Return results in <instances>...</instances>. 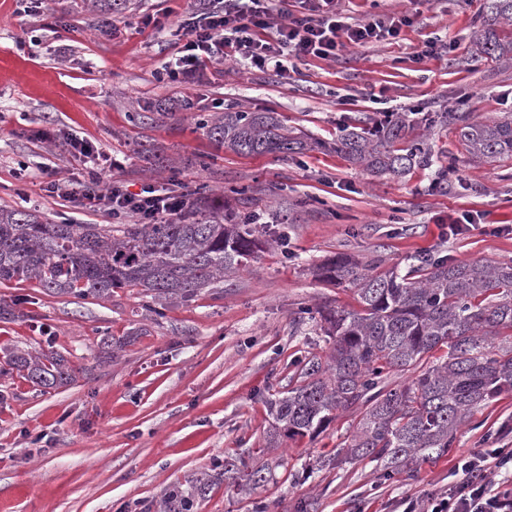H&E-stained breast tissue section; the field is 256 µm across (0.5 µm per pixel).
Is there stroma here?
<instances>
[{
	"label": "stroma",
	"mask_w": 512,
	"mask_h": 512,
	"mask_svg": "<svg viewBox=\"0 0 512 512\" xmlns=\"http://www.w3.org/2000/svg\"><path fill=\"white\" fill-rule=\"evenodd\" d=\"M20 7L0 0V207L56 224L105 223L42 186L46 167L81 176L68 145L77 136L118 161L113 174L133 191L202 188L258 210L284 185L294 208L290 223L256 225L266 245L222 287L167 302L159 315L138 288L97 300L0 281V306L17 308L0 319V360L17 349L54 350L80 370L52 389L0 374V512H159L168 486L224 457L258 453L271 470L265 487L219 483L198 512H401L405 499L447 494L457 457L512 442L511 392L475 411L448 455L411 477L337 458L359 419L352 411L316 438L266 445L267 400L331 347L318 307L358 306L353 289L319 280L317 265L342 252L384 271L415 254L512 261V162L470 161L451 130L417 125L436 163L456 161L442 193L429 188L430 168L397 179L317 150L244 157L217 149L203 126L236 107L279 113L295 132L331 141L386 100L409 113L443 112L459 100L482 117L512 113V60L473 51L484 0H345L352 20L408 11L414 23L397 42L299 61L287 76L228 61L187 85L161 78L183 45L173 29L186 0H130L107 29L89 0ZM147 15L165 29L136 31ZM437 36L455 51L413 60ZM146 112L153 124L140 122ZM235 186L247 196L232 194ZM464 213L477 230L443 236V224Z\"/></svg>",
	"instance_id": "1"
}]
</instances>
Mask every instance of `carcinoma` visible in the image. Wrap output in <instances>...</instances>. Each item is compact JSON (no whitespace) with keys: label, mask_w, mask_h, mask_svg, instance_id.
<instances>
[{"label":"carcinoma","mask_w":512,"mask_h":512,"mask_svg":"<svg viewBox=\"0 0 512 512\" xmlns=\"http://www.w3.org/2000/svg\"><path fill=\"white\" fill-rule=\"evenodd\" d=\"M127 0H94L102 24ZM512 21V0H487L476 53L512 60V42L496 27ZM434 123L451 126L467 156L476 161H512V114L483 121L451 108ZM209 138L239 155H288L308 149L304 136L288 129L275 112L234 108L205 124ZM411 125L396 112L385 121L367 118L342 129L323 145L373 176L404 177L434 164L422 138L408 139ZM407 141V146L395 144ZM288 210L243 211L199 194L167 224H49L29 210L0 207V281L34 280L46 292L108 299L112 289H142L148 308L167 300L188 301L224 281L261 251L254 224H287ZM318 276L351 287L359 308L317 309L331 340L326 359L308 358L288 390L267 401L273 419L268 445L283 435L314 436L337 413L361 409L348 446L349 461H368L385 474L413 472V465L448 454L456 433L487 401L512 391V263L456 262L410 257L407 270L379 271L347 254L318 267ZM446 349L437 357L435 352ZM430 365L411 382L382 385L393 371ZM0 373L17 370L39 387L73 380L74 369L53 351H16ZM224 479L249 490L269 481V467L239 456L216 464ZM202 473L165 490L163 512H195L208 495Z\"/></svg>","instance_id":"1"}]
</instances>
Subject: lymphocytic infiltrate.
<instances>
[{
	"label": "lymphocytic infiltrate",
	"mask_w": 512,
	"mask_h": 512,
	"mask_svg": "<svg viewBox=\"0 0 512 512\" xmlns=\"http://www.w3.org/2000/svg\"><path fill=\"white\" fill-rule=\"evenodd\" d=\"M285 0H191L182 23L186 42L182 53L169 60L163 72L169 81L186 83L224 62L246 63L287 73L288 62L309 58L338 60L352 48L399 39L412 26L409 12L370 15L351 23L342 0H296L288 12ZM72 153L88 166L87 181L45 174L48 192L73 199L85 209L116 221L128 214L144 224H161L177 217L189 203L185 193H157L154 186L129 192L120 180L104 181L99 153L84 139L72 138ZM512 464V448L495 453L475 452L461 458L455 482L445 496L431 499V512H512V488L488 481V472Z\"/></svg>",
	"instance_id": "f902f5d3"
}]
</instances>
